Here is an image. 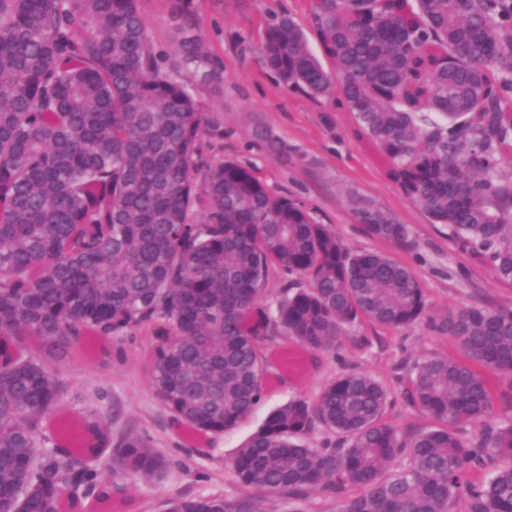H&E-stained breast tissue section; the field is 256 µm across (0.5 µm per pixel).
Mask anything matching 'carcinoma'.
Listing matches in <instances>:
<instances>
[{
    "mask_svg": "<svg viewBox=\"0 0 512 512\" xmlns=\"http://www.w3.org/2000/svg\"><path fill=\"white\" fill-rule=\"evenodd\" d=\"M173 2L182 22L163 52L139 0H0V502L77 505L109 443L103 497L127 475L161 476L138 435L94 421L96 443L76 448L63 423L47 430L60 369L97 339L121 361L147 332L145 369L173 423L219 435L261 402L272 346L316 366L359 324L424 322L450 350L415 362L400 395L430 425L401 432L390 386L343 372L271 411L229 472L263 494L334 496L338 512H512V408L495 410L512 389V309L433 314L409 266L348 249L253 168L204 155L219 122L180 70L218 87L224 68L193 34L191 0ZM313 16L334 70L287 16L267 24L265 69L340 96L419 209L512 284V0H314ZM355 214L370 237L409 245L382 210ZM167 512L263 507L179 496Z\"/></svg>",
    "mask_w": 512,
    "mask_h": 512,
    "instance_id": "carcinoma-1",
    "label": "carcinoma"
}]
</instances>
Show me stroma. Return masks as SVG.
Wrapping results in <instances>:
<instances>
[{"label": "stroma", "instance_id": "stroma-1", "mask_svg": "<svg viewBox=\"0 0 512 512\" xmlns=\"http://www.w3.org/2000/svg\"><path fill=\"white\" fill-rule=\"evenodd\" d=\"M141 7L159 49L168 50L179 24L172 0H141ZM192 7L195 34L224 67L222 88L193 87L202 111L218 115L220 121L219 131H208L204 137L206 154L255 168L272 192L304 205L318 222L331 225L348 248L388 249L426 288L431 312L472 305L512 307V285L499 281L487 262L449 240L416 207L360 137L353 113L340 99L310 97L279 84L262 67L263 31L275 15L291 17L304 29L310 49L318 50L313 0H193ZM271 136L287 145L286 155L269 151ZM359 201L408 225L410 246L387 248L369 237L355 215ZM377 333L370 324L356 326L336 352L324 354L318 370L272 355L273 373L291 367L294 381H270L262 403L249 417L203 441L171 424L144 371L146 348L141 338L126 343L124 362L110 370H98L87 360L72 361L61 370L64 415L78 421L95 413L103 430L128 431L147 439L165 462L160 478L126 477L123 494L112 500L88 494L81 500V512H164L167 501L178 496H244L245 488L232 480L227 466L270 411L295 396L314 397L328 378L349 370L399 387L413 361L441 350L443 343L442 336L419 324L395 333L385 344L356 348V338ZM95 390L101 392V400L87 402L86 394Z\"/></svg>", "mask_w": 512, "mask_h": 512}]
</instances>
